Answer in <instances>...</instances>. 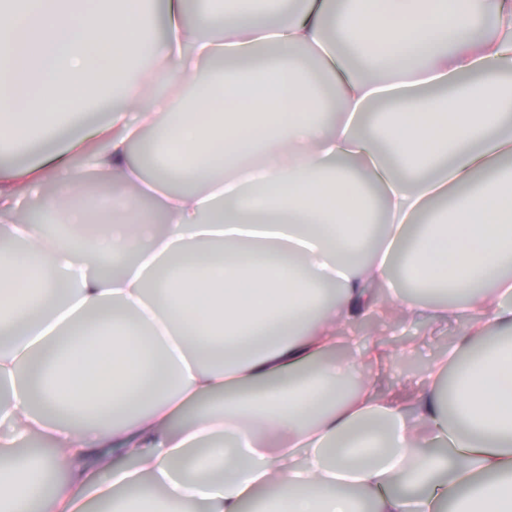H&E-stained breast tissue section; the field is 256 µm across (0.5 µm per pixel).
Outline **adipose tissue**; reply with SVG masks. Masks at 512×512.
Listing matches in <instances>:
<instances>
[{
  "label": "adipose tissue",
  "instance_id": "ef3b65f1",
  "mask_svg": "<svg viewBox=\"0 0 512 512\" xmlns=\"http://www.w3.org/2000/svg\"><path fill=\"white\" fill-rule=\"evenodd\" d=\"M304 2L265 24L255 0H227L191 25L167 0L156 40L144 0H97L77 25L79 0H0V87L17 88L0 99L1 137L58 138L57 105L92 77L124 102L86 131L82 171L70 146L47 157L59 190L46 208L68 238L18 219L37 170L0 185V235L23 245L0 255V512H243L267 486L263 512H437L444 499L512 512V341L444 397L490 325L512 331V276L468 290L474 271L512 262V0ZM146 41L145 83L129 61ZM20 56L35 63L21 82ZM225 60L246 68L175 107ZM158 123L195 188L151 184L160 226L121 195L85 211L82 173L138 184L131 146ZM39 268L57 280L21 292ZM398 273L462 293L464 329L418 390L344 395L358 370L336 355L352 342L341 325L448 319L393 296ZM94 315L99 340L59 353ZM35 435L48 455L20 453Z\"/></svg>",
  "mask_w": 512,
  "mask_h": 512
}]
</instances>
